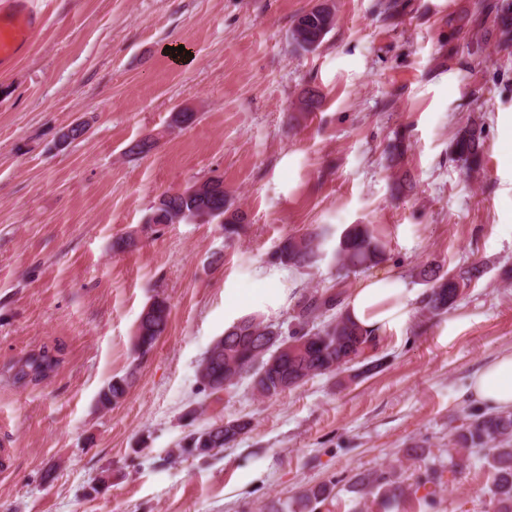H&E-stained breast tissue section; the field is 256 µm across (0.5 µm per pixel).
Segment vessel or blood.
<instances>
[{
  "mask_svg": "<svg viewBox=\"0 0 512 512\" xmlns=\"http://www.w3.org/2000/svg\"><path fill=\"white\" fill-rule=\"evenodd\" d=\"M43 19L29 0H0V68L15 63L33 44Z\"/></svg>",
  "mask_w": 512,
  "mask_h": 512,
  "instance_id": "1",
  "label": "vessel or blood"
}]
</instances>
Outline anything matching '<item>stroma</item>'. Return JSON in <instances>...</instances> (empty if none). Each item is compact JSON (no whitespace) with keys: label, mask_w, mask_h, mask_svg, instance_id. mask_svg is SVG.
I'll return each instance as SVG.
<instances>
[{"label":"stroma","mask_w":512,"mask_h":512,"mask_svg":"<svg viewBox=\"0 0 512 512\" xmlns=\"http://www.w3.org/2000/svg\"><path fill=\"white\" fill-rule=\"evenodd\" d=\"M320 2L33 0L44 29L0 72V512H293L319 483L332 494L314 512H491L475 458L434 509L418 493L366 503L350 484L415 446L447 465L449 434L479 410L464 388L512 348V58L480 0H397L391 19L385 0H330L335 29L297 51L289 30ZM178 109L194 122L171 126ZM76 121L87 135L58 145ZM472 124L471 171L452 143ZM145 136L154 149L128 155ZM216 175L247 215L234 240L214 222L147 230L160 195ZM351 224L376 225L382 271L416 288L409 326L271 400L245 379L201 393L198 365L226 329L283 321L295 294L335 284ZM317 228L314 267L269 264L282 238ZM427 265L482 275L433 316ZM158 295L168 325L139 358L133 332ZM42 351L55 371L16 382L13 365ZM133 362L126 397L102 408ZM236 418L251 427L234 445L175 456L190 428Z\"/></svg>","instance_id":"35a3bbf8"}]
</instances>
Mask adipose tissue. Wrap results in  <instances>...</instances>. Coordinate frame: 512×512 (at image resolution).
<instances>
[{
    "instance_id": "adipose-tissue-1",
    "label": "adipose tissue",
    "mask_w": 512,
    "mask_h": 512,
    "mask_svg": "<svg viewBox=\"0 0 512 512\" xmlns=\"http://www.w3.org/2000/svg\"><path fill=\"white\" fill-rule=\"evenodd\" d=\"M415 289L398 273H380L362 280L345 303V311L365 330L380 335L409 325ZM469 399L492 411L512 410V350L488 362L470 381Z\"/></svg>"
}]
</instances>
